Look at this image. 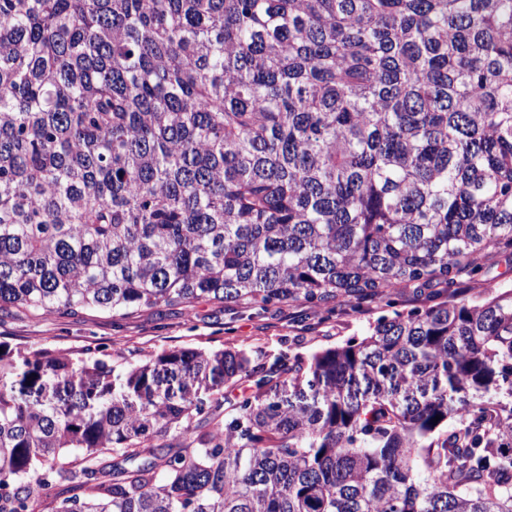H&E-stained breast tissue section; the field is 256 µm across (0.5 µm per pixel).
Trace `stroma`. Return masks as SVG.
<instances>
[{
  "label": "stroma",
  "instance_id": "1",
  "mask_svg": "<svg viewBox=\"0 0 512 512\" xmlns=\"http://www.w3.org/2000/svg\"><path fill=\"white\" fill-rule=\"evenodd\" d=\"M387 309L375 300L344 303L321 313L302 302L258 313L243 305L197 300L142 309L123 317L81 310L61 318H35L19 310L0 317V343L13 350L43 346L73 358L114 354L116 366L141 363L178 348L238 349L270 362L280 354L308 356L362 333Z\"/></svg>",
  "mask_w": 512,
  "mask_h": 512
}]
</instances>
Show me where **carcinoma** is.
I'll list each match as a JSON object with an SVG mask.
<instances>
[{"mask_svg": "<svg viewBox=\"0 0 512 512\" xmlns=\"http://www.w3.org/2000/svg\"><path fill=\"white\" fill-rule=\"evenodd\" d=\"M503 249L512 0H0L1 312L392 309L269 365L3 348L0 512H512ZM484 267L491 266L490 272L486 275L483 270L481 273L477 274L471 281L465 284L463 288H467L466 292L469 295L474 296H484V292H489L487 288H485V281L487 278L493 276H500L503 273H506L504 278L508 283H512V254L510 250L503 251L501 254L496 256L492 261L483 262L480 261ZM437 289L439 288H428L422 290L421 293H416L413 288L397 291L394 295L396 300L395 309L408 310L414 307L432 304V301L435 299Z\"/></svg>", "mask_w": 512, "mask_h": 512, "instance_id": "carcinoma-1", "label": "carcinoma"}]
</instances>
